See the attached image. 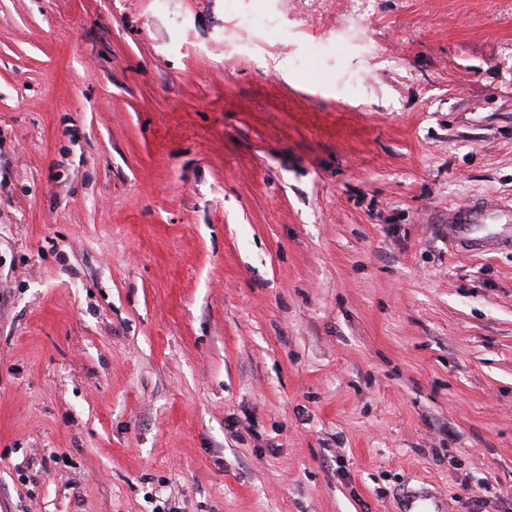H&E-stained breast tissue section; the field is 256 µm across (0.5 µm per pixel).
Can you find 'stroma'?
Here are the masks:
<instances>
[{
	"mask_svg": "<svg viewBox=\"0 0 512 512\" xmlns=\"http://www.w3.org/2000/svg\"><path fill=\"white\" fill-rule=\"evenodd\" d=\"M485 198L512 0H0V512H512ZM498 210L497 203L493 201H487L478 206L466 205L450 209L448 210V235L460 249L468 252H486L506 244L507 240L479 237L473 233L475 225L485 223L489 216Z\"/></svg>",
	"mask_w": 512,
	"mask_h": 512,
	"instance_id": "obj_1",
	"label": "stroma"
}]
</instances>
